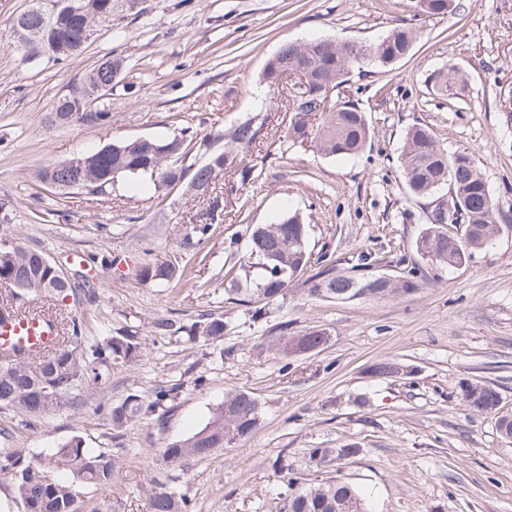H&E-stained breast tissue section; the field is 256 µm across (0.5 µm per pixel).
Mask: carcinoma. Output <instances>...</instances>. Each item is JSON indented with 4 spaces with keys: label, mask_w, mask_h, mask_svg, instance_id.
I'll return each mask as SVG.
<instances>
[{
    "label": "carcinoma",
    "mask_w": 512,
    "mask_h": 512,
    "mask_svg": "<svg viewBox=\"0 0 512 512\" xmlns=\"http://www.w3.org/2000/svg\"><path fill=\"white\" fill-rule=\"evenodd\" d=\"M49 5L31 12L13 31V45L24 59L50 52L56 62L78 56L85 33L99 24L112 22L119 0H83L84 11L74 14L68 0H48ZM417 39L415 28L400 25L374 43L365 45L367 62L381 66L394 64L397 55L406 56ZM289 64H302L310 70L311 81L303 96L288 105L286 141L311 145L327 156H355L370 142V126L364 112L350 102L324 103L318 91L336 89L346 81L354 65L342 51L340 42L330 39L308 43H287L271 56L261 73V83L270 88ZM126 69L120 56H109L74 83L56 102L53 122L59 126L92 127L94 119L111 115L110 103L99 100L100 91L122 88L135 94L134 85L114 79V73ZM463 75L454 67L444 68L431 77L432 94L453 96L464 90ZM267 119L254 116L232 124L218 138L224 147L209 153L203 164L197 163V134L184 127L167 139L132 138L112 142V151L96 149L66 164L44 167L40 179L60 191L66 184L89 181L98 192L114 187L122 177L145 178L154 190L177 188L185 192L208 191L207 207L198 211L186 226L179 242V253L172 258L156 257L136 270L142 282H181L190 275L184 258L197 255L215 232L224 215V198L237 195L240 186L259 178L257 165L247 161L249 149L262 138ZM404 184L416 196H428L443 188L463 199L464 232L448 231L455 219L439 216L427 225L415 242L417 255L439 267H454L466 262L473 253L490 244L501 232L498 201L478 169L473 155L466 151L448 154L430 128L417 123L405 134L400 155ZM231 171L239 179L216 187L218 176ZM308 225L296 213H287L272 224H247L229 240L233 265L224 273L236 294L234 301L243 306L253 322L267 317V306L288 293V283L305 278L308 294L325 298L334 291L342 299H386L417 290L425 278L422 268L413 263L403 276L392 279L386 274L359 277L338 274L328 254L312 257L307 244ZM48 255L19 247L0 249V286L8 287L0 298V310L18 312L36 297L65 298L71 283H57L51 270L43 265ZM282 273L276 277L274 271ZM57 340L46 355L28 354L0 362V408H16L30 417L57 411L71 403L74 391L99 385L111 377L112 366L133 363L142 356L141 343L133 330L117 336L91 341L85 336V323L76 317L54 315ZM153 332L177 343L213 342L224 339L227 323L224 315L203 313L195 320L171 312L152 322ZM325 340L322 331L289 336L286 349L293 352L318 348ZM376 377L387 378L410 373L407 367L392 361L372 366ZM181 383L160 385L146 399L129 393L110 407L112 429L118 431L147 415H164L179 399ZM461 400L472 411L491 415L502 438L512 441V411L504 412L497 389L480 381L461 386ZM261 423V404L251 392L233 391L212 411L209 421L186 438L167 444L162 463L185 466L190 461L212 456L220 448L252 434ZM356 446L313 448L310 463L321 467L333 460L347 459ZM118 456L109 451L86 448L81 437L74 436L55 448L27 454L18 448L0 449V478L8 483L10 501L21 512H81L80 488L92 485L103 493L112 491L118 468ZM287 478L288 496L283 512H369L367 502L352 485L340 480L312 485L293 476L288 465L280 464ZM146 512H186L187 502L168 483L152 481L145 489Z\"/></svg>",
    "instance_id": "1"
}]
</instances>
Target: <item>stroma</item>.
I'll return each instance as SVG.
<instances>
[{"label": "stroma", "mask_w": 512, "mask_h": 512, "mask_svg": "<svg viewBox=\"0 0 512 512\" xmlns=\"http://www.w3.org/2000/svg\"><path fill=\"white\" fill-rule=\"evenodd\" d=\"M139 2L137 20L116 12L81 55L54 64L23 60L11 25L26 0H0V206L10 215L0 237L48 254L71 274L79 270L75 256H120V265L89 268L95 301L77 289L45 309L82 317L92 339L129 326L142 338L139 361L114 366L106 383L62 410L28 426L19 413L0 410V429L10 434L0 448L37 453L79 435L86 447L118 453L110 495L84 487V512H145L143 490L156 478L187 500V512H279L287 494L283 459L308 481H349L369 495L373 512H512V443L460 396L463 381L482 380L512 410V227L460 267L425 265L424 284L408 294L322 300L294 281L263 325L230 303L222 285L230 236L287 211L299 212L309 249L331 253L337 271L351 270L369 250L375 272L403 275L439 204L435 196L408 195L400 176L405 133L418 121L448 152L472 153L512 214V0H454L453 11L433 17L415 15L413 0ZM401 23L418 31L413 51L386 68H354L332 95L364 112L372 129L364 152L340 159L287 148L282 131H270L251 150L263 162L256 186L227 202L223 223L190 262L192 283L135 276L153 255L177 253L198 207L192 195L157 196L122 183L97 196L59 193L38 178L45 165L115 140L167 138L187 126L210 139L260 113L284 117L287 89L271 94L260 82L283 44L371 43ZM111 55L125 58L137 94L113 91L107 126L53 125L58 97ZM446 65L466 80L453 99L430 90L431 75ZM171 310L187 319L219 313L232 329L220 342L179 345L152 333V321ZM283 322L292 336L323 331L324 346L282 354ZM384 360L408 366L410 376H372L370 366ZM179 382L183 392L164 422L149 416L114 433L113 402ZM233 390L259 398L258 429L207 459L160 469L167 443L203 426ZM347 443L357 444L354 457L310 465V449Z\"/></svg>", "instance_id": "obj_1"}]
</instances>
